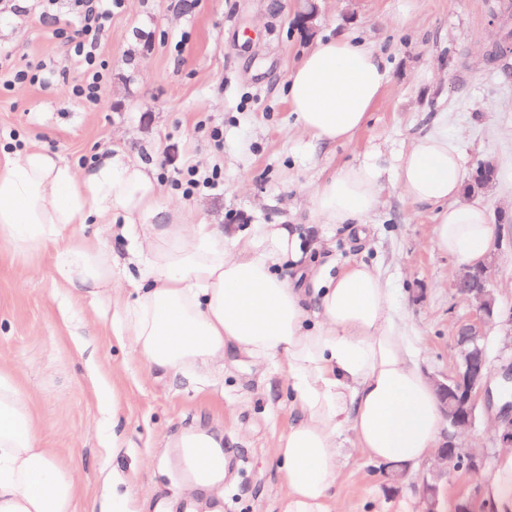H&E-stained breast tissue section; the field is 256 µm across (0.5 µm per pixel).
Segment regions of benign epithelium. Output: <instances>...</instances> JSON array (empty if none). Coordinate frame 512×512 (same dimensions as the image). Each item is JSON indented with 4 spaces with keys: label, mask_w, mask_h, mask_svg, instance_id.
<instances>
[{
    "label": "benign epithelium",
    "mask_w": 512,
    "mask_h": 512,
    "mask_svg": "<svg viewBox=\"0 0 512 512\" xmlns=\"http://www.w3.org/2000/svg\"><path fill=\"white\" fill-rule=\"evenodd\" d=\"M318 16L314 0H298L295 19L305 35L314 34ZM505 217L504 212L499 215L498 233L484 260L476 266H460L451 283V288L470 304L472 311L455 327V360L451 374L442 379L429 378L438 394L447 429L438 441L433 463L421 479V512H439V496L448 483L449 465L456 463L467 469L483 467V459L463 448L456 437L457 430L474 423L479 402L502 401L499 438L502 444L512 447V362L504 365L495 378L488 356L492 330L505 329L512 336V306L502 305L493 285L503 247L512 244V236L504 234Z\"/></svg>",
    "instance_id": "1"
}]
</instances>
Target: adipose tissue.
Segmentation results:
<instances>
[{"instance_id":"1","label":"adipose tissue","mask_w":512,"mask_h":512,"mask_svg":"<svg viewBox=\"0 0 512 512\" xmlns=\"http://www.w3.org/2000/svg\"><path fill=\"white\" fill-rule=\"evenodd\" d=\"M387 82L366 46L321 41L289 75L286 98L300 129L332 144L364 126ZM397 187L434 213L441 251L466 264L483 259L495 227L465 201L447 132L413 139ZM380 195L372 166L345 167L313 189L309 215L360 227ZM118 218L137 277L116 332L150 371L219 373L226 354L240 353L287 377L293 419L272 449L286 484L282 512H336L343 430L375 461L409 465L433 454L441 405L395 315L391 285L373 267L356 261L323 275L293 224H256L228 240L186 223L180 206L161 201L152 166L120 151L79 174L37 148L0 164V242L18 252L54 245L53 279L72 294L111 288L112 253L95 238L64 240L63 227ZM286 266L307 270L309 287L282 277ZM77 502L75 468L41 447L29 401L0 367V512H76Z\"/></svg>"}]
</instances>
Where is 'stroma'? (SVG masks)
Wrapping results in <instances>:
<instances>
[{
    "mask_svg": "<svg viewBox=\"0 0 512 512\" xmlns=\"http://www.w3.org/2000/svg\"><path fill=\"white\" fill-rule=\"evenodd\" d=\"M502 2L318 0L308 37L294 22V0H124L103 42L107 83L93 109L69 101L79 69L51 27L0 9V47L18 64L56 67L47 81L0 95V160L35 146L81 170L117 148L154 166L162 200L178 203L187 223L219 225L228 238L254 224L298 225L321 244L330 273L356 260L377 267L424 372L442 377L454 365V325L470 307L450 286L460 263L436 247L434 214L400 194L396 171L415 136L447 131L464 172L496 160L497 180L477 200L489 216L512 215V53L488 56L505 34ZM330 37L368 45L389 71L366 125L336 145L302 132L284 98L293 67ZM212 126L221 142L210 139ZM363 163L377 166L382 186L364 236L313 223L315 185ZM185 165L220 167L222 181L183 196L172 175ZM52 256L49 246L18 253L0 243V365L15 368L42 447L77 465L78 512H112L116 490L133 512H174L187 497L199 512L219 499L230 512H282L272 447L290 422L285 376L235 353L212 376L147 375L112 332L129 282L72 295L54 282ZM112 416L111 430L103 422ZM497 419V408L479 406L460 432L488 469L503 451ZM199 433L221 439L226 459L240 462L207 492L191 488L180 464L182 439ZM338 445L341 512H419L420 467L393 489L351 432Z\"/></svg>",
    "mask_w": 512,
    "mask_h": 512,
    "instance_id": "35a3bbf8",
    "label": "stroma"
}]
</instances>
